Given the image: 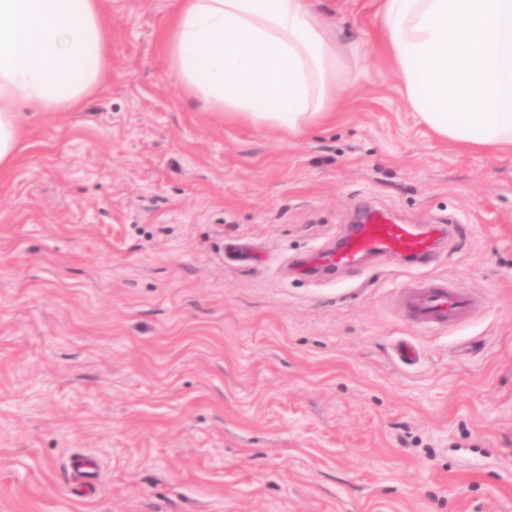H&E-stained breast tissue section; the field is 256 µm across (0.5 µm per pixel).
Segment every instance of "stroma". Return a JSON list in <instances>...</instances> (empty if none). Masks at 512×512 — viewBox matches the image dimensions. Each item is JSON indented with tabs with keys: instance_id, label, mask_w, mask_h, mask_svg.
<instances>
[{
	"instance_id": "35a3bbf8",
	"label": "stroma",
	"mask_w": 512,
	"mask_h": 512,
	"mask_svg": "<svg viewBox=\"0 0 512 512\" xmlns=\"http://www.w3.org/2000/svg\"><path fill=\"white\" fill-rule=\"evenodd\" d=\"M381 3L319 0L346 101L302 135L184 93L174 0H105L103 82L71 111L20 108L0 170V512H512V152L420 123ZM368 207L462 236L421 268L301 278ZM422 274L484 301L419 330L398 295Z\"/></svg>"
}]
</instances>
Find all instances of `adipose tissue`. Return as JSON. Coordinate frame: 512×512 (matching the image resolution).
Returning <instances> with one entry per match:
<instances>
[{"mask_svg":"<svg viewBox=\"0 0 512 512\" xmlns=\"http://www.w3.org/2000/svg\"><path fill=\"white\" fill-rule=\"evenodd\" d=\"M171 70L204 108L300 134L344 86L312 0H176ZM385 47L420 121L439 137L512 151V0H383ZM109 53L102 0H0V168L19 107L76 108Z\"/></svg>","mask_w":512,"mask_h":512,"instance_id":"obj_1","label":"adipose tissue"}]
</instances>
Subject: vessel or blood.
I'll return each mask as SVG.
<instances>
[{
  "instance_id": "vessel-or-blood-1",
  "label": "vessel or blood",
  "mask_w": 512,
  "mask_h": 512,
  "mask_svg": "<svg viewBox=\"0 0 512 512\" xmlns=\"http://www.w3.org/2000/svg\"><path fill=\"white\" fill-rule=\"evenodd\" d=\"M438 240L410 224H396L384 213L368 212L361 223L344 227L335 243L317 251L309 262L315 270L331 273L366 256L395 255L413 266L432 259ZM400 304L414 325L445 330L465 318L476 306L473 296L439 281L421 277L402 289Z\"/></svg>"
}]
</instances>
